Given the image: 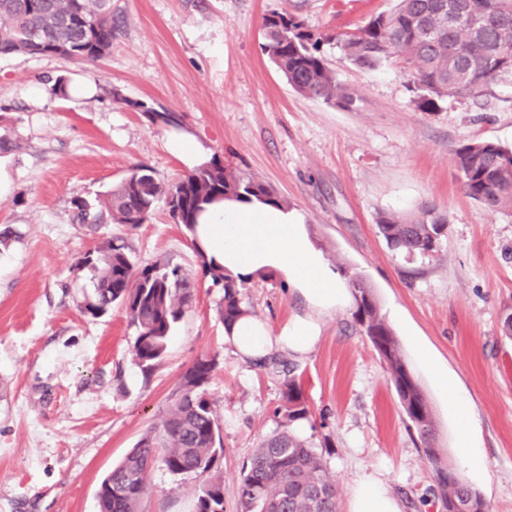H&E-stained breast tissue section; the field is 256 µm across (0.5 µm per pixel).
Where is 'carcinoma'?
I'll use <instances>...</instances> for the list:
<instances>
[{"label":"carcinoma","mask_w":512,"mask_h":512,"mask_svg":"<svg viewBox=\"0 0 512 512\" xmlns=\"http://www.w3.org/2000/svg\"><path fill=\"white\" fill-rule=\"evenodd\" d=\"M113 26L112 0H0V58L61 56L93 64L112 48ZM263 30V53L296 92L342 109L353 105V91L337 81L321 53L322 38L299 17L273 10L264 17ZM336 39L359 68L374 69L393 59L402 63L419 90V111L437 112L445 98L479 96L512 75V0H397L390 11ZM456 165L470 198L493 212H512V148L474 141L456 150ZM228 196L283 206L264 182L234 172L214 157L168 186L158 182L150 167L137 166L97 206L75 200L74 219L135 228L148 221L162 199L173 223L191 233L199 214ZM377 229L391 251L426 256L447 237L448 217L424 205L417 215L380 217ZM80 264L97 272L94 299L85 312L95 317L114 305L124 307L137 329L132 359L143 372L154 371L165 358L174 328L195 301L194 282L168 262L139 266L121 236L87 253ZM202 274L224 289L218 310L224 325L248 313L243 302L246 282L206 263ZM347 284L354 301L352 317L386 366L408 427L435 472L434 494L444 512H489L479 491L432 447L431 409L371 286L357 273L347 275ZM216 367L215 358L204 355L183 373L159 432L141 437L102 479L100 512H140L149 490L147 473L158 460L173 475L199 480L196 512H224V484L217 471L224 443L206 397ZM283 367L273 357L262 365L281 377L276 411L281 421L243 465L238 484L242 512H338L335 478L321 455L295 432L294 425L311 420L312 413L301 386Z\"/></svg>","instance_id":"carcinoma-1"}]
</instances>
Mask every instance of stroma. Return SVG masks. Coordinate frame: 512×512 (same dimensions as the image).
I'll return each instance as SVG.
<instances>
[{"label":"stroma","instance_id":"stroma-1","mask_svg":"<svg viewBox=\"0 0 512 512\" xmlns=\"http://www.w3.org/2000/svg\"><path fill=\"white\" fill-rule=\"evenodd\" d=\"M112 49L93 64L57 56L0 58V512H98L102 478L160 426L181 376L216 357L207 397L220 420L224 512H240L241 469L277 426L279 381L224 342L222 288L165 204L136 228L77 224L73 202L92 201L145 165L171 184L191 167L173 146L197 141L206 156L256 177L297 211L326 261L362 274L430 405L435 447L459 464L465 397L481 458L466 480L491 512H512V213L493 212L462 190L456 150L490 140L512 147V78L439 112L416 106L402 64L365 70L337 34L354 31L394 0H112ZM300 15L324 38L337 79L357 96L350 110L294 91L263 55V18ZM91 82L92 97H61L57 78ZM177 115L154 125L145 107ZM433 204L448 216L439 249L415 259L379 235L382 213ZM114 235L140 265L167 261L196 282V301L152 375L133 361L137 329L124 308L84 313L95 272L77 261ZM243 300L271 329L304 314V299L278 275L248 282ZM322 338L292 358L315 420L305 436L334 476L339 508L364 475L381 480L403 512H442L435 473L406 427L383 362L344 308L321 319ZM447 373L440 386L439 373ZM142 512H194L197 481L155 466Z\"/></svg>","mask_w":512,"mask_h":512}]
</instances>
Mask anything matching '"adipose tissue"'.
Wrapping results in <instances>:
<instances>
[{
	"instance_id": "obj_1",
	"label": "adipose tissue",
	"mask_w": 512,
	"mask_h": 512,
	"mask_svg": "<svg viewBox=\"0 0 512 512\" xmlns=\"http://www.w3.org/2000/svg\"><path fill=\"white\" fill-rule=\"evenodd\" d=\"M194 236L207 260L227 274L252 280L277 273L308 304L307 315L275 330L250 315L225 327V342L242 359L253 361L274 352L308 355L321 338V317L352 301L344 281L312 244L297 211L257 200H227L201 215ZM348 512H402V508L376 477L368 475L355 486Z\"/></svg>"
}]
</instances>
